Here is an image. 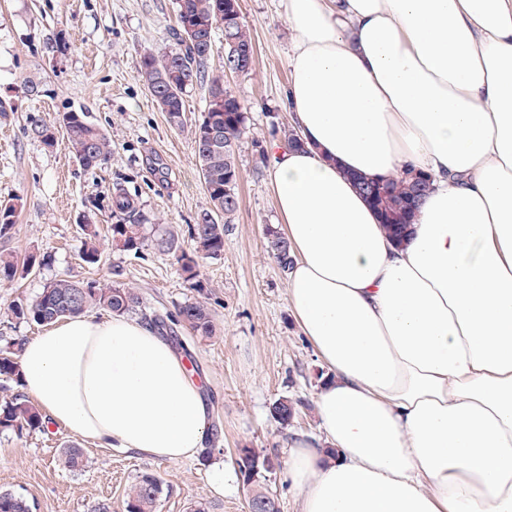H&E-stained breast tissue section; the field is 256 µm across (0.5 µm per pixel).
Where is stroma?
<instances>
[{
    "label": "stroma",
    "instance_id": "1",
    "mask_svg": "<svg viewBox=\"0 0 512 512\" xmlns=\"http://www.w3.org/2000/svg\"><path fill=\"white\" fill-rule=\"evenodd\" d=\"M256 48V66L229 74L225 87L243 104L250 125L236 155L241 179L239 208L226 226L224 254L203 261L204 291L190 288L171 256L143 247L121 252L102 243L99 264L82 261L85 215L100 226L119 223L112 208L116 187L137 201L145 223L187 238L188 226L207 197L188 132L172 128L139 77L145 51L171 42L175 0H0V203L18 206L0 252L37 254L42 264L14 280L0 281V350L42 333L16 319L12 304L30 302L51 280L70 278L136 288L146 314H173L188 302H207L216 333L174 332L190 353L208 392L204 404L211 453L191 460L158 459L121 448H101L50 423L47 430L0 431V491L22 494L36 512H96L106 502L125 512L126 493L144 472L157 474L163 493L156 512H247L250 487L235 480L215 495L208 486L212 462L235 470L240 449L277 457L263 488L279 512H298V494L287 480L293 434L317 432L316 394L325 368L301 334L288 306V278L270 257L266 228L277 213L259 147L268 146L272 124L290 125L285 106L287 57L293 33L279 0H239ZM36 84L35 92L24 81ZM86 112L112 141V156L97 169L78 164L64 145L49 148L29 129L33 115ZM279 399L294 402L290 425L270 412ZM79 445L87 463L65 467L63 449Z\"/></svg>",
    "mask_w": 512,
    "mask_h": 512
}]
</instances>
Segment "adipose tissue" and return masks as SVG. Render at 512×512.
Segmentation results:
<instances>
[{"label":"adipose tissue","instance_id":"1","mask_svg":"<svg viewBox=\"0 0 512 512\" xmlns=\"http://www.w3.org/2000/svg\"><path fill=\"white\" fill-rule=\"evenodd\" d=\"M300 149L268 179L288 301L329 374L294 437L300 512H512V0H281ZM424 172L404 243L352 175ZM22 388L105 448L192 459L208 418L148 324L80 314L21 352Z\"/></svg>","mask_w":512,"mask_h":512}]
</instances>
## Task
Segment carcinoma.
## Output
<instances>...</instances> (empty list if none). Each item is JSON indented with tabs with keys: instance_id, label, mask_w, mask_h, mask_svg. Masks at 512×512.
<instances>
[{
	"instance_id": "carcinoma-1",
	"label": "carcinoma",
	"mask_w": 512,
	"mask_h": 512,
	"mask_svg": "<svg viewBox=\"0 0 512 512\" xmlns=\"http://www.w3.org/2000/svg\"><path fill=\"white\" fill-rule=\"evenodd\" d=\"M192 21L209 27L208 40L194 43L185 39V24ZM175 22L173 42L162 53L148 50L143 54L139 77L157 108L166 113L168 123L178 130H189L205 185L207 206L198 212L195 223L189 226L192 251H186L175 236L167 233L154 236L152 245L173 257L180 264L186 282L200 291L203 285L198 260L216 259L224 253L225 224L238 209L240 172L236 147L250 133L243 105L224 87V71L250 73L254 45L238 0H176ZM221 30L224 31V70L211 73L207 64L216 34ZM197 85L206 87V105L200 118L189 124L185 116V96ZM30 127L32 134L47 146H53L58 138H63L65 147L84 168L99 167L112 154L109 137L90 123L83 112H64L52 123L33 116ZM352 180L377 211L381 223L387 225L388 231L399 240L403 239L432 186L431 177L411 169L382 180L362 176H354ZM378 185L386 189V194L381 196L373 192ZM112 205L124 215V222L110 226L111 246L122 252L139 253L147 238L138 203L124 189L117 187ZM15 213V204H0V238L11 230ZM83 231L86 240L82 259L95 264L100 259V250L94 218L86 219ZM266 239L268 252L279 269L287 272L292 264L288 240L273 227L266 229ZM36 261L34 255H27L20 262L12 256L0 258V280L30 273ZM141 305L136 289L123 282L114 281L101 288L94 283L56 279L47 283L33 302L16 303L11 311L17 319L48 325L91 308H104L123 316L141 310ZM175 322L202 338L214 333L211 314L203 301L179 307L174 317L156 314L149 319V324L162 333L172 330L171 324ZM0 381L21 385V364L16 353L0 354ZM271 413L281 425L287 426L294 418L295 407L290 401L279 399L272 405ZM44 427L42 413L24 394L18 392L0 404L1 431L16 428L41 432ZM64 460L71 470H80L87 462L82 449L76 445L66 447ZM266 463H273L271 456L243 448L237 459L238 473L246 482L251 479L249 472L257 465L260 468L258 481H265L271 473L264 467ZM161 493L162 484L155 474L145 472L137 476L127 492L126 512H155ZM0 512H35V504L21 494L1 491Z\"/></svg>"
}]
</instances>
